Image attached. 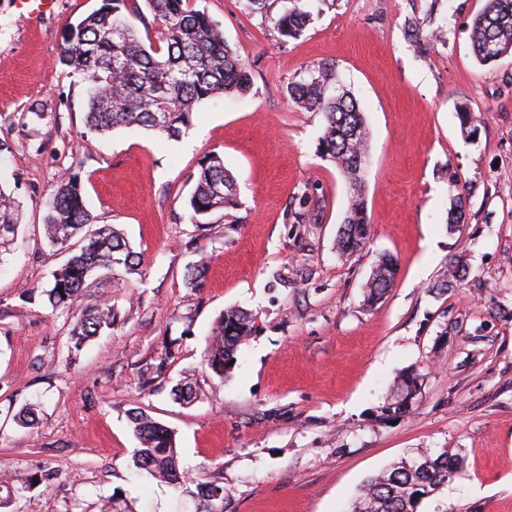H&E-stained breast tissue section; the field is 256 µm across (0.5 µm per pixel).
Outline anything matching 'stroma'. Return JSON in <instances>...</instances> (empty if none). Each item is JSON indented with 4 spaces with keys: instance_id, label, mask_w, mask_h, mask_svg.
<instances>
[{
    "instance_id": "35a3bbf8",
    "label": "stroma",
    "mask_w": 512,
    "mask_h": 512,
    "mask_svg": "<svg viewBox=\"0 0 512 512\" xmlns=\"http://www.w3.org/2000/svg\"><path fill=\"white\" fill-rule=\"evenodd\" d=\"M100 4L56 0L25 19L17 0H0V187L20 204L0 255V477L27 480L9 512H99L109 495L125 512H193L198 484L215 476L225 512H351L364 482L412 448L465 454L421 512H512V54L477 62L470 29L485 0H306L295 39L271 21L287 0L266 13L197 0L254 85L201 104L173 140L138 127L84 135L85 85L59 57L68 24ZM318 63L335 64L369 131L371 235L348 256L336 240L349 192L317 153L323 118L282 92ZM210 153L239 204L196 223L189 176ZM67 172L97 224L141 257L139 274L93 279L77 299L112 306L117 322L76 354L71 311L22 296L50 287L67 259L41 235ZM457 196L465 220L451 226ZM383 254L398 274L369 308L363 287ZM459 255L461 284L431 292ZM203 258L202 285L187 287ZM231 306L253 333L220 377L203 358ZM408 367L423 376L412 412L381 417ZM186 376L199 399L184 406L173 392ZM33 401L34 424L17 426ZM133 411L175 432L186 492L133 468Z\"/></svg>"
}]
</instances>
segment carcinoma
<instances>
[{"mask_svg":"<svg viewBox=\"0 0 512 512\" xmlns=\"http://www.w3.org/2000/svg\"><path fill=\"white\" fill-rule=\"evenodd\" d=\"M142 1L152 17L146 43L130 21L132 17L145 20ZM308 21L309 13L294 6L286 8L274 24L280 36L295 38ZM471 39L483 65L492 63L487 53L490 43L499 57L512 53V0H486L473 21ZM60 63L88 83L85 129L94 134L137 126L175 139L192 127L199 104L224 95L244 96L253 87L249 69L224 40L220 24L193 0H102L98 9L64 31ZM336 82L335 65H312L288 83L283 94L293 106L323 117L318 152L336 166L350 190L337 240L341 253L350 255L362 249L370 235L365 202L369 151L359 104L350 91L337 89ZM191 179L194 186L186 200L191 220L238 205L236 179L219 154L206 156ZM46 208L44 239L68 253L46 291L52 308L70 307L87 281L97 275L139 271V255L122 235L108 224L94 227L76 176L59 180ZM17 228L18 204L0 190V230H5L0 233V254ZM375 268L364 292V303L370 307L383 299L397 274V263L389 255L381 256ZM206 272L203 260L187 267L185 284L199 287ZM464 272L462 259L449 262L430 291L439 294L455 287ZM116 321L109 307L80 311L70 331L71 348L81 350ZM252 331L246 311L225 309L211 328L206 366L224 377ZM412 376L420 374L414 368L399 374L381 413L412 412L407 384ZM130 423L139 442L133 466L161 483L182 487L188 473L180 469L175 433L141 412L132 413ZM463 461L461 448H413L400 462L366 481L353 512H418L424 500L436 496L458 475Z\"/></svg>","mask_w":512,"mask_h":512,"instance_id":"obj_1","label":"carcinoma"}]
</instances>
